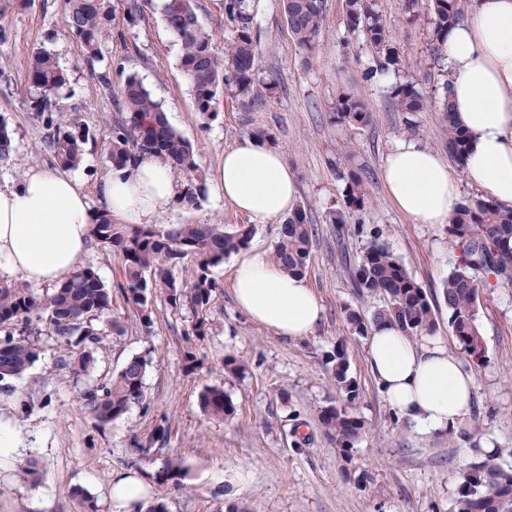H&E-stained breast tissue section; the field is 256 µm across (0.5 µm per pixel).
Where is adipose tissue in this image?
<instances>
[{"instance_id":"1","label":"adipose tissue","mask_w":512,"mask_h":512,"mask_svg":"<svg viewBox=\"0 0 512 512\" xmlns=\"http://www.w3.org/2000/svg\"><path fill=\"white\" fill-rule=\"evenodd\" d=\"M448 96L468 134L465 169L496 203L512 207V0H472L466 19L448 29ZM215 180L224 199L251 223L272 224L292 212L299 180L278 150L247 136L225 151ZM385 188L418 224L449 223L461 203L460 182L438 152L397 141L383 166ZM104 206L133 227L165 213L176 197L170 167L155 157L113 169L102 186ZM94 214L68 173L31 169L17 185L0 188V280L33 285L65 281L87 251ZM233 294L252 322L281 336L311 334L322 306L304 277L259 251L238 260ZM370 371L387 403L425 432L458 426L471 411L474 377L443 341H413L384 322L372 327ZM114 512H143L147 486L135 474L114 477Z\"/></svg>"}]
</instances>
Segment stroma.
I'll return each instance as SVG.
<instances>
[{
    "instance_id": "obj_1",
    "label": "stroma",
    "mask_w": 512,
    "mask_h": 512,
    "mask_svg": "<svg viewBox=\"0 0 512 512\" xmlns=\"http://www.w3.org/2000/svg\"><path fill=\"white\" fill-rule=\"evenodd\" d=\"M259 59L253 94L242 103L219 95L209 118L196 110L180 66V45L167 28L162 0H153L143 17L130 20L127 0H112V30L102 39L100 60L87 66L81 40L64 25L62 0H0V126L14 140L10 158L0 161V187L18 184L29 169L54 168L44 148L47 133L37 96L27 80L33 51L53 53L68 74L56 96L57 122L75 123L90 136L72 173L93 210L103 207L101 187L112 169L107 143L119 115L116 100L100 87L97 72L141 80L160 101L170 124L196 146L194 160L204 191L196 207L174 205L159 224H221L226 230L251 227L249 249L272 254L278 224H250L224 200L214 175L243 137L260 130L299 177L296 204L314 228V246L305 279L321 302L322 318L313 334L290 339L251 322L237 308L232 278L237 255L212 273L218 287L210 304L206 336L186 338L188 309L150 300L151 329H144L121 293V259L90 243L81 265L91 267L112 291V315L121 320V337H104L90 373L72 378L66 367L75 351L60 337L43 332L38 359L13 384L16 394L0 393V415L17 421L26 439L18 455L0 460V512H81L80 494L92 497L98 512H112L109 490L115 475L135 472L151 478L167 460L189 469V490H170L169 512H226L229 505L247 512H458L457 488L483 448L500 449L503 467H512V287L482 289L478 322L485 358L473 368L474 401L454 432L424 433L391 409L368 366L367 339L348 324L345 311L371 315L382 299L354 287L349 267L370 243L387 246L409 273L435 295L437 336L460 361L468 356L448 325L441 286L457 261L443 224H416L389 197L382 178L384 159L403 138L447 153L440 110L445 89L442 57L431 41L430 0H417L414 21H407L404 0H378L379 9L405 58L399 73L374 79L367 72L373 53L350 35L344 0H325L326 12L313 55L293 38L282 0H250ZM275 91H267V82ZM413 83L427 100L423 112L397 111L390 88ZM362 99L371 121L365 126L337 125L330 117L340 91ZM363 179L366 204L356 213L355 231L337 239L328 215L344 205L341 172ZM343 344L349 374L359 384L353 404L366 432L349 462H342L318 421L319 411L344 402L326 356ZM193 361H186L185 350ZM243 360L246 369L232 376L225 356ZM136 356L146 358L144 399L119 419L99 426L78 394L111 379ZM220 385L236 407L231 418L205 414L199 394ZM165 426L152 459L134 460L136 442ZM35 462L36 482L21 468Z\"/></svg>"
}]
</instances>
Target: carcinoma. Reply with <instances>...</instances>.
Instances as JSON below:
<instances>
[{"mask_svg": "<svg viewBox=\"0 0 512 512\" xmlns=\"http://www.w3.org/2000/svg\"><path fill=\"white\" fill-rule=\"evenodd\" d=\"M432 41L442 50L448 28L464 20L466 0H431ZM64 22L69 33L79 38L86 50L87 63L100 61V44L111 31L110 0H63ZM288 27L297 43L312 53L325 13V0H283ZM163 15L168 29L181 47L179 65L194 93L197 111L206 119L213 111L219 88L237 98L249 94L256 79L258 49L252 36L254 14L248 0H224V16L232 23L234 36L224 48V57L212 49L213 35L204 27L194 0H164ZM348 30L371 47L375 72H396L403 68L404 57L380 14L377 0H345ZM30 87L39 94L45 121L52 129L46 149L62 167H75L82 159V144L88 132L55 122L48 113L51 98L68 82L67 72L49 51L32 52L28 62ZM124 120L112 128L108 154L115 167H125L144 155L166 162L182 178L179 203L196 206L203 185L194 175V146L173 129L160 102L154 100L140 80L124 79L119 88ZM390 99L400 112H421L424 100L411 83L391 88ZM448 123V151L465 164L467 134L453 120L448 98L441 103ZM336 123L365 126L370 113L365 104L349 92H341L331 112ZM347 209L329 215L336 233L343 235L351 214L361 209L367 198L362 181L346 176ZM92 234L102 249L118 255L124 264L121 291L145 328L152 325V308L147 293L160 295L175 307H187L193 317L191 334H207L209 305L217 283L211 270L224 258L247 247L248 227L228 231L222 224H179L164 227L146 224L132 227L112 223L106 211L98 214ZM449 242L459 250L457 263L442 283V296L448 308V325L460 349L475 364L485 352L477 323V301L481 288L494 278L500 284H512V207L507 208L481 198L461 203L448 225ZM313 247L311 225L301 208L295 209L281 225L274 249V262L290 274L305 275ZM185 259L194 261L192 279L175 280L172 269ZM356 287L367 294L387 299L385 307L367 319L355 310L346 317L356 333L365 335L375 324L390 322L408 336L432 335L438 321L426 291L393 253L381 244L365 248L353 268ZM112 311V290L90 267L78 268L51 294H41L23 282H0V391L11 395L16 388L10 380L21 375L39 357L38 336L41 325L79 348L70 365L74 376L89 373L106 332L120 334L118 321L104 320ZM328 363L337 388L346 405L327 406L319 421L334 442L339 455L349 459L354 443L365 433V423L349 405L359 396L356 381L349 376L347 353L342 346L329 352ZM147 361L133 357L107 382L86 387L79 394L82 404L99 425L123 416L133 404L144 398ZM201 409L214 417L234 415L235 406L224 387L211 385L199 395ZM188 468L180 461H166L155 472L158 496L146 512H168L165 493L184 489ZM459 512H512V469H504L495 456L471 463L458 488Z\"/></svg>", "mask_w": 512, "mask_h": 512, "instance_id": "carcinoma-1", "label": "carcinoma"}]
</instances>
